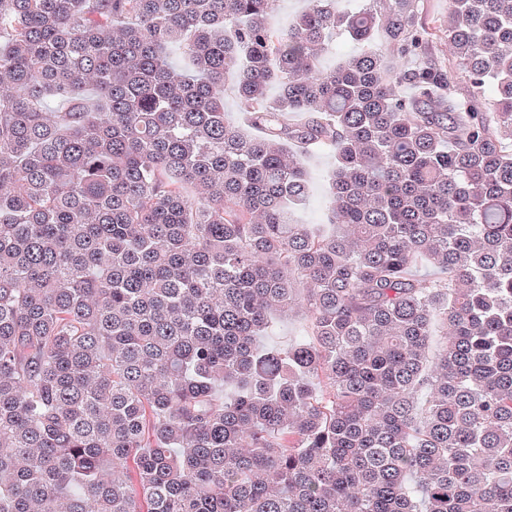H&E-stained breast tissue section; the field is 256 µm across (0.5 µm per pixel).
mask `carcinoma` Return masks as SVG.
<instances>
[{
	"instance_id": "obj_1",
	"label": "carcinoma",
	"mask_w": 512,
	"mask_h": 512,
	"mask_svg": "<svg viewBox=\"0 0 512 512\" xmlns=\"http://www.w3.org/2000/svg\"><path fill=\"white\" fill-rule=\"evenodd\" d=\"M278 2L0 0V512H512V0ZM419 5L418 22L432 28L436 36L433 37L432 46L426 56L400 59L402 68L410 69L422 63H430L443 69L454 68L444 33L450 11L448 0H420ZM333 50L325 54L321 60L322 68L334 67L341 58L351 55L355 51V45L345 33H337L333 39ZM304 160L310 192L306 204L295 217L304 224H322L325 220L324 179L334 164V157L328 150H318L306 156ZM304 317L300 314H293L289 318H280L276 324L275 341L281 345H288L296 336Z\"/></svg>"
}]
</instances>
